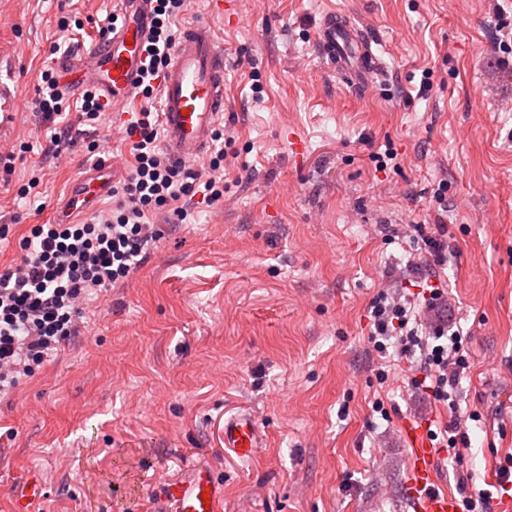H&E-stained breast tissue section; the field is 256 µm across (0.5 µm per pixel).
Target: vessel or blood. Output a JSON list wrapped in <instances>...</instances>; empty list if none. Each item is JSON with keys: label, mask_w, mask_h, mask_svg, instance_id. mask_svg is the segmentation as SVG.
Returning <instances> with one entry per match:
<instances>
[{"label": "vessel or blood", "mask_w": 512, "mask_h": 512, "mask_svg": "<svg viewBox=\"0 0 512 512\" xmlns=\"http://www.w3.org/2000/svg\"><path fill=\"white\" fill-rule=\"evenodd\" d=\"M124 17L121 27L80 56L60 60L57 72L71 89L98 88L108 112L123 111L139 95L144 47L153 22L152 0H116ZM323 57L361 89L383 81L385 68L372 48L371 38L345 14L325 13L317 32ZM159 111L164 148L172 161L196 162L212 146L216 128L224 119V53L215 29L207 22L187 26L177 38L167 66L158 81ZM110 162L102 161L80 175L63 209L55 219L73 223L90 214L112 189ZM411 444V466L407 493L413 512H460L458 500L436 488V448L427 429L407 425ZM224 445L239 459H253L262 447L251 414L239 413L224 421ZM44 485L39 475L26 476L15 504V512H36ZM162 496L170 512H224V488L211 471L200 464L189 466L184 477L166 483Z\"/></svg>", "instance_id": "vessel-or-blood-1"}]
</instances>
